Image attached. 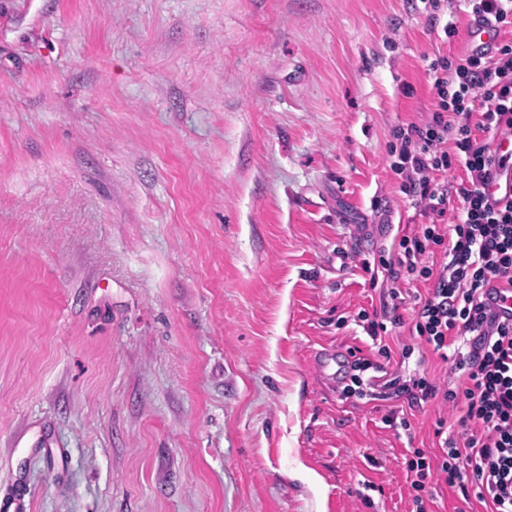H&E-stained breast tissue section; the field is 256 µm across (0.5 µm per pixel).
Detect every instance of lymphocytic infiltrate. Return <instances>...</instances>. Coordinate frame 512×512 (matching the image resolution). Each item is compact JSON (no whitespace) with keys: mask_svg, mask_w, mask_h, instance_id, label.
I'll return each mask as SVG.
<instances>
[{"mask_svg":"<svg viewBox=\"0 0 512 512\" xmlns=\"http://www.w3.org/2000/svg\"><path fill=\"white\" fill-rule=\"evenodd\" d=\"M428 70L431 116L393 130L388 161L412 207L433 220L395 240L382 261L390 306L358 317L374 340L408 327L419 347L451 359L460 382L453 390L412 372L383 384L413 406L435 398L457 404L460 439L445 438L447 421L438 419L437 457L414 448L406 461L415 512H426L434 480L463 491L475 486L489 512H512V321L495 309L512 297V198L487 191L495 169L508 164L493 142L512 134V40L499 41L492 54L432 58ZM458 169L463 177H455ZM452 196L461 211L447 228L438 219ZM402 279L426 288L414 294L408 322L398 312Z\"/></svg>","mask_w":512,"mask_h":512,"instance_id":"1","label":"lymphocytic infiltrate"}]
</instances>
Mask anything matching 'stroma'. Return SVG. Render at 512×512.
<instances>
[{"instance_id": "35a3bbf8", "label": "stroma", "mask_w": 512, "mask_h": 512, "mask_svg": "<svg viewBox=\"0 0 512 512\" xmlns=\"http://www.w3.org/2000/svg\"><path fill=\"white\" fill-rule=\"evenodd\" d=\"M423 0H0V497L25 512H412L450 406L357 321L426 223L388 166L468 15ZM454 23L455 37L442 26ZM407 417L410 430L383 422Z\"/></svg>"}]
</instances>
